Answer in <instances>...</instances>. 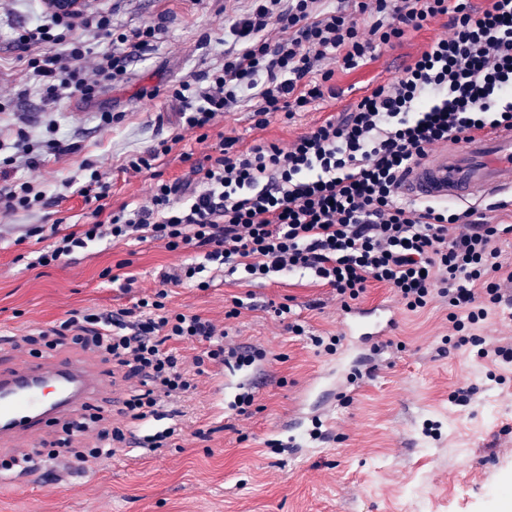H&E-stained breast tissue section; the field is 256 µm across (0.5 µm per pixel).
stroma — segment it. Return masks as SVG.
Returning a JSON list of instances; mask_svg holds the SVG:
<instances>
[{
  "label": "stroma",
  "instance_id": "1",
  "mask_svg": "<svg viewBox=\"0 0 512 512\" xmlns=\"http://www.w3.org/2000/svg\"><path fill=\"white\" fill-rule=\"evenodd\" d=\"M111 9L122 30L163 26L155 51L135 55L122 82L93 103L65 99L47 109L18 60L14 33L39 19L37 0H0V139L17 128L42 133L57 120L74 153L46 156L36 170L17 165L11 180H36L46 203L29 213L0 218V337L20 335L65 318L73 310H118L144 293L164 288L172 308L228 327L235 341L266 350L254 369L208 366L177 421L171 447L134 458L117 447L95 466L74 465L75 489L60 481L64 467H39L0 480V512H512V364L479 357L475 347L451 348L448 304L434 300L423 312L405 311L391 289L369 288L361 305L390 307L392 347L344 339L348 316L329 287L307 273L273 281L240 280L208 269V290L161 286L183 255L160 243H102L48 267H32L35 251L55 232L95 220L70 182L91 161L111 182L109 210L145 205L157 180H190L193 161L209 142L179 122L171 85L224 60V30L248 9V0H85ZM443 22L381 50L367 66L337 72L336 95L316 101L287 120L276 116L254 126L253 92L217 117L215 131L248 147L259 140L288 146L314 123L355 102L360 90L398 77L431 39L447 36ZM114 115L111 129L97 128L95 112ZM173 140L171 152L142 173L124 171L125 156L147 153ZM39 224L43 238L22 239L21 227ZM111 278H101L103 269ZM131 289H124L127 277ZM245 307L225 319L232 298ZM290 302L305 332L289 333L269 313V303ZM337 336L335 354L317 353L311 339ZM403 349H396V342ZM370 376L354 380L356 370ZM253 388L250 417L230 405L241 388ZM321 438H312L314 429Z\"/></svg>",
  "mask_w": 512,
  "mask_h": 512
}]
</instances>
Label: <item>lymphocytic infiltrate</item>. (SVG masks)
I'll list each match as a JSON object with an SVG mask.
<instances>
[{
  "label": "lymphocytic infiltrate",
  "mask_w": 512,
  "mask_h": 512,
  "mask_svg": "<svg viewBox=\"0 0 512 512\" xmlns=\"http://www.w3.org/2000/svg\"><path fill=\"white\" fill-rule=\"evenodd\" d=\"M442 18L449 36L429 42L400 77L285 147L265 141L243 149L236 138L218 136L211 154L194 163V183L157 181L149 204L106 212L111 185L84 163L89 177L78 193L107 217L60 237L36 265H54L93 243L132 240L156 241L170 252L193 247L203 260L162 275V289L131 307L74 312L40 330L51 346L91 343L133 387L120 409L125 427L102 413H83L38 456L87 463L110 458L118 443L147 452L167 447L174 428L144 436L137 430L160 418L162 408L182 404L206 366L265 360L264 350L234 343L209 320L168 306L165 284L206 290L210 265L247 280L310 271L345 307L375 285L393 290L411 312L441 298L450 309L449 344H472L480 356L512 362V348L475 333L503 302V281L512 282L498 246L512 225L491 222L473 207L406 200L399 191L436 145L512 129V0H340L333 8L326 0H251L228 27L233 46L223 64L180 81L169 95L184 104L185 125L197 132L211 129L239 90L256 91L255 125L263 128L276 114L290 119L335 95L337 72L357 70ZM272 25L281 34L275 42L267 36ZM161 33L156 24L119 32L111 10L84 8L44 12L39 24L18 30L14 43L48 103L76 97L89 104L126 74L133 52L154 50ZM329 55L337 69H320ZM58 130V123L47 126L40 151L28 131L18 130L13 142L0 143V166L11 168L21 156L35 168L44 153H72ZM185 343L199 347L189 367L178 353ZM90 430L92 443L72 447L74 436Z\"/></svg>",
  "instance_id": "obj_1"
}]
</instances>
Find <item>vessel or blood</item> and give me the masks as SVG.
I'll list each match as a JSON object with an SVG mask.
<instances>
[{
	"instance_id": "1",
	"label": "vessel or blood",
	"mask_w": 512,
	"mask_h": 512,
	"mask_svg": "<svg viewBox=\"0 0 512 512\" xmlns=\"http://www.w3.org/2000/svg\"><path fill=\"white\" fill-rule=\"evenodd\" d=\"M413 200L483 202L512 197V129L451 143L414 167L402 186ZM392 318L351 312L350 335H386ZM101 379L86 364L52 352L0 364V441L40 439L52 420L74 415L100 395Z\"/></svg>"
}]
</instances>
